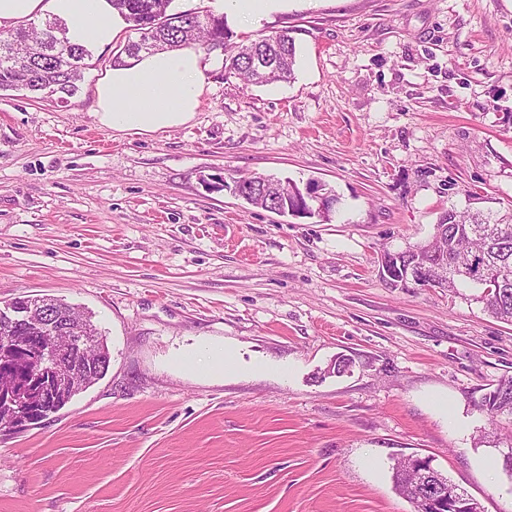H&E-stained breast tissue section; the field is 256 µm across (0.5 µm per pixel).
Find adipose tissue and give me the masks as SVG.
<instances>
[{"label":"adipose tissue","mask_w":512,"mask_h":512,"mask_svg":"<svg viewBox=\"0 0 512 512\" xmlns=\"http://www.w3.org/2000/svg\"><path fill=\"white\" fill-rule=\"evenodd\" d=\"M51 14L68 21L75 38L109 46L127 23L109 0H0V28ZM209 63L192 47L125 59L95 89L99 122L112 129L154 134L190 122L209 90Z\"/></svg>","instance_id":"adipose-tissue-1"}]
</instances>
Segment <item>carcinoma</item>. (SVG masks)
<instances>
[{"instance_id": "1", "label": "carcinoma", "mask_w": 512, "mask_h": 512, "mask_svg": "<svg viewBox=\"0 0 512 512\" xmlns=\"http://www.w3.org/2000/svg\"><path fill=\"white\" fill-rule=\"evenodd\" d=\"M112 7L128 22L138 39L128 42L124 54L135 57L141 52L176 49L194 45L211 57L220 58L224 64V75L242 78L255 84H272L291 79L296 63V48L288 30L259 37L247 44L232 41L233 32L224 16L211 10L185 11L183 19L173 24L167 10L173 0H110ZM68 29L57 19H48L41 27H21L8 30L0 37V90L22 87L31 93L49 92L71 96L78 90V82L87 68L86 59L91 57L85 44L74 42L67 36ZM269 57L275 64V74L261 77L255 72L252 59ZM298 185L288 182V202L271 195L256 201L261 209H284L297 197ZM437 244L448 248V280L442 290L458 293L460 288L472 287L471 281L493 273L504 281V287L491 298L477 293L470 300L484 305L492 317L512 324V212L496 218L480 210H466L459 215L448 216L446 227ZM17 309L49 308L48 318L58 325L68 323L71 315L78 321L79 341L93 343L85 352L76 346L74 360L85 370L82 382L69 390L58 389L40 404L38 411L28 416L29 422L38 421L61 410L80 391L93 385L107 372L110 352L102 333L91 320V316L78 308L54 298L18 297L11 301ZM47 323L31 315L15 323L12 335L21 344L32 349L45 342ZM36 363H28L26 357L0 363V379H11L20 388L34 389L41 379L29 371ZM481 407L494 417L512 425V377L502 379L481 398ZM427 469L449 487L454 484L442 473L433 469L431 463H422L417 458L398 461L393 467V482L400 495L412 504H418V473Z\"/></svg>"}]
</instances>
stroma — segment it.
Masks as SVG:
<instances>
[{
  "mask_svg": "<svg viewBox=\"0 0 512 512\" xmlns=\"http://www.w3.org/2000/svg\"><path fill=\"white\" fill-rule=\"evenodd\" d=\"M282 29L292 81L213 61L194 119L154 134L94 117L108 48L67 102L0 91V306L65 300L111 354L0 433V512H415L391 478L411 456L512 512L480 406L512 377V325L378 264L466 188L512 209V0H289L234 39ZM254 174L332 189L330 220L224 186ZM227 349L233 370L185 363ZM17 309H31L36 311V308L40 306H46L50 308L48 312V318L50 321L56 323V325H65L68 323L66 315H72L78 322V345L75 349L74 360L82 366L86 374L82 382L75 386H72L69 390L56 389L53 394H50L40 404L38 411L31 415H26L29 420H26L25 416L21 417L19 422H35L38 421L50 413H55L61 410L71 399L80 391L93 385L96 381L101 379L107 372L110 363V352L106 342H104L102 333L99 331L96 325L91 320V316L85 312L78 310V307H74L62 299L54 298H29V297H18L10 303ZM52 318V319H51ZM86 340L93 343L94 347L84 352L81 349V343Z\"/></svg>",
  "mask_w": 512,
  "mask_h": 512,
  "instance_id": "1",
  "label": "stroma"
}]
</instances>
